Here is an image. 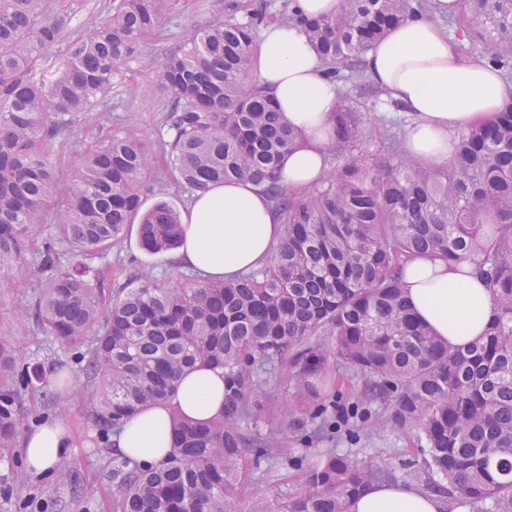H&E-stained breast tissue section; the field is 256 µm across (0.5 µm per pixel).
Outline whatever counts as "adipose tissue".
<instances>
[{"mask_svg":"<svg viewBox=\"0 0 512 512\" xmlns=\"http://www.w3.org/2000/svg\"><path fill=\"white\" fill-rule=\"evenodd\" d=\"M434 2L433 15L412 17L375 43L365 56V70L375 85L413 116L406 154L442 164L449 159L452 133L493 120L504 100L512 97V84L482 61L461 58L436 23V16L457 13L459 0ZM250 73L282 118L305 136L304 144L286 153L281 162L283 184L294 192L305 190L328 171L327 150L334 138L331 117L339 89L293 23L263 29ZM182 228L177 264L212 281L260 268L284 232L268 198L252 184L238 181L195 194ZM402 281L417 318L449 345L464 346L483 335L492 318V295L469 261L416 259L403 266ZM224 394L223 368L199 365L186 370L169 402L141 410L113 434V454L148 467L162 463L173 450L174 417L200 422L221 417ZM74 446L61 420H47L26 438L27 466L36 474H52ZM442 508L435 495L402 484H373L355 497L350 512H441Z\"/></svg>","mask_w":512,"mask_h":512,"instance_id":"adipose-tissue-1","label":"adipose tissue"}]
</instances>
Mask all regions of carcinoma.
Instances as JSON below:
<instances>
[{
  "label": "carcinoma",
  "instance_id": "1",
  "mask_svg": "<svg viewBox=\"0 0 512 512\" xmlns=\"http://www.w3.org/2000/svg\"><path fill=\"white\" fill-rule=\"evenodd\" d=\"M165 0H119L78 38L46 0H0V288L26 280L29 245L53 220L76 262L63 268L54 244L39 252L51 271L34 305L37 323L63 345L91 344L85 371L96 385L93 415L114 429L165 402L187 368L224 367V415L174 420L170 457L143 469H112L121 512H233L242 462L279 447L242 433L245 391L260 357L289 360L299 391L315 401L328 357L360 374L391 421L427 449L428 471L472 512H512V100L494 121L463 128L444 165L401 154L397 133L372 131L346 99L333 112L337 164L301 194L281 182L283 155L300 132L281 119L248 73L261 24H301L337 82L366 78L363 56L389 28L429 11L427 0H342L336 15L301 19L238 4L230 18L190 35L165 57L170 93L162 145L174 181L192 191L248 181L284 226L265 266L231 282L146 280L101 301L102 280L83 257L119 242L140 218L148 253L178 247L177 212L165 202L140 212L155 155L139 138L92 146L67 178L48 146L78 113L112 88L122 62L157 28ZM448 35L512 78V0H460ZM50 69L44 53L60 44ZM373 137L379 150L359 145ZM436 253L470 260L492 291L494 319L466 347H454L416 319L404 298V262ZM0 394V448L13 447L23 419ZM390 478L354 454L312 464V486L285 512H349L367 485Z\"/></svg>",
  "mask_w": 512,
  "mask_h": 512
}]
</instances>
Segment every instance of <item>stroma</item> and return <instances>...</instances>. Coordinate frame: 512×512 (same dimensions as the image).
<instances>
[{
    "mask_svg": "<svg viewBox=\"0 0 512 512\" xmlns=\"http://www.w3.org/2000/svg\"><path fill=\"white\" fill-rule=\"evenodd\" d=\"M230 2L168 0L161 29L121 65L105 101L79 114L73 135L52 144L59 164L72 167L90 145L110 138H141L160 147L169 133L164 112L168 94L158 85V65L169 53L186 46L195 28L228 20ZM48 4L65 17L66 33L76 34L106 15L113 0H48ZM341 90L365 124L404 131L413 121L409 112L362 97L353 84H343ZM142 198L144 208L164 201L183 213L193 193L175 185L161 163ZM27 259L34 264L35 250H28ZM91 265L103 272L107 299L136 287L147 276L172 282L189 276L175 263L173 252H144L134 225L120 243L93 258ZM47 277V271L34 264L26 281L0 295V343L19 356L12 378L0 381V393L14 395L26 429L47 417L62 419L74 431L78 447L68 460V470L58 469L48 476L29 471L22 445L0 450V512H120L121 491L110 478L111 444L102 439L92 414L95 385L84 371L88 347L62 345L25 318ZM37 366L43 367L44 376L34 380L30 374ZM325 379L320 401L326 410L321 413L302 401L294 381L279 365L254 366L252 386L245 394L249 413L241 429L250 437L275 436L279 446L272 459L257 463L246 458L235 512H282L309 488L311 471L306 460L319 452L354 453L368 466L390 467L394 483L435 492L422 470L423 454L414 433L395 427L384 405L367 400L362 378L332 360ZM322 424L327 427L325 434L312 439L313 430Z\"/></svg>",
    "mask_w": 512,
    "mask_h": 512,
    "instance_id": "obj_1",
    "label": "stroma"
}]
</instances>
